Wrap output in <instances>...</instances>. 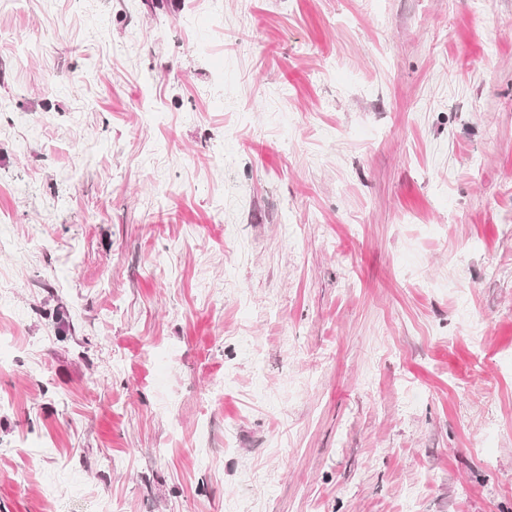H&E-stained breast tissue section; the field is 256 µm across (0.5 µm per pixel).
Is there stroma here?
Here are the masks:
<instances>
[{
    "label": "stroma",
    "mask_w": 512,
    "mask_h": 512,
    "mask_svg": "<svg viewBox=\"0 0 512 512\" xmlns=\"http://www.w3.org/2000/svg\"><path fill=\"white\" fill-rule=\"evenodd\" d=\"M168 2L0 0V512H512V0Z\"/></svg>",
    "instance_id": "stroma-1"
}]
</instances>
